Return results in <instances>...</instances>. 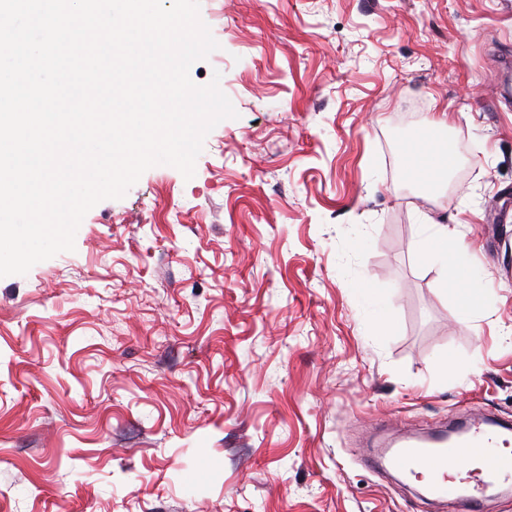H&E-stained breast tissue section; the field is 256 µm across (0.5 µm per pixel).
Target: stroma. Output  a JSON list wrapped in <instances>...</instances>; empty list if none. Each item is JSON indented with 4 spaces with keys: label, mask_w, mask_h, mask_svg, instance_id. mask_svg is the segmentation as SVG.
<instances>
[{
    "label": "stroma",
    "mask_w": 512,
    "mask_h": 512,
    "mask_svg": "<svg viewBox=\"0 0 512 512\" xmlns=\"http://www.w3.org/2000/svg\"><path fill=\"white\" fill-rule=\"evenodd\" d=\"M200 17L219 47L190 77L237 116L194 177L148 169L74 251L0 278V512H454L363 458L384 430L512 419V0ZM433 118L459 164L418 189ZM426 214L469 244L472 318ZM457 282L455 312L460 318H469L476 312V301L480 298L479 279L475 272L469 271Z\"/></svg>",
    "instance_id": "1"
}]
</instances>
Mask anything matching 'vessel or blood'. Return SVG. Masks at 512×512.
Masks as SVG:
<instances>
[{
  "instance_id": "obj_1",
  "label": "vessel or blood",
  "mask_w": 512,
  "mask_h": 512,
  "mask_svg": "<svg viewBox=\"0 0 512 512\" xmlns=\"http://www.w3.org/2000/svg\"><path fill=\"white\" fill-rule=\"evenodd\" d=\"M364 463H383L424 482L431 496L455 503L459 512H485L489 489L512 484V422L457 424L434 439H405Z\"/></svg>"
}]
</instances>
